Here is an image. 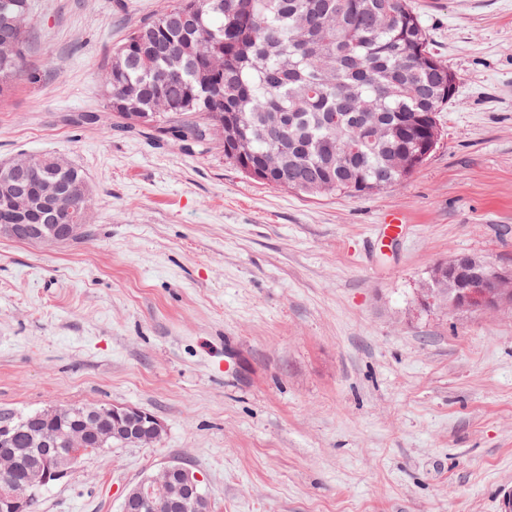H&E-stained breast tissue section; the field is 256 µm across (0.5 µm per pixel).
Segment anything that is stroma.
Instances as JSON below:
<instances>
[{"instance_id":"35a3bbf8","label":"stroma","mask_w":512,"mask_h":512,"mask_svg":"<svg viewBox=\"0 0 512 512\" xmlns=\"http://www.w3.org/2000/svg\"><path fill=\"white\" fill-rule=\"evenodd\" d=\"M457 76L399 185L310 196L105 114L113 44L168 0H32L0 164L65 157L92 202L68 243L0 236V408L135 406L165 425L44 488L35 512H121L189 467L211 512H501L512 491V307L423 306L466 252L512 269V0H411ZM397 232H386L390 220ZM146 481L142 482L135 493V496H125L122 501V511H128L134 505L138 507H153L155 496L157 491L153 484H146Z\"/></svg>"}]
</instances>
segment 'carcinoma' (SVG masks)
<instances>
[{"mask_svg":"<svg viewBox=\"0 0 512 512\" xmlns=\"http://www.w3.org/2000/svg\"><path fill=\"white\" fill-rule=\"evenodd\" d=\"M31 0H0V97L21 72L30 38ZM394 11L389 26L373 18ZM420 17L408 0H171L160 14L129 30L112 48L104 85L109 110L126 132L148 130L158 141L202 147L232 140L224 157L238 169L264 172L260 182L315 195L359 196L403 182L399 156L417 147L452 100L438 88ZM370 106L377 141L350 158ZM341 127L332 125V118ZM32 184L78 187L82 170L62 158H16ZM436 304L456 289L429 279ZM103 407L84 405L47 421L50 447L30 429L0 446V487L38 493L26 477L53 459L79 462L98 452L73 439L82 423L105 432Z\"/></svg>","mask_w":512,"mask_h":512,"instance_id":"cac0c4a2","label":"carcinoma"}]
</instances>
